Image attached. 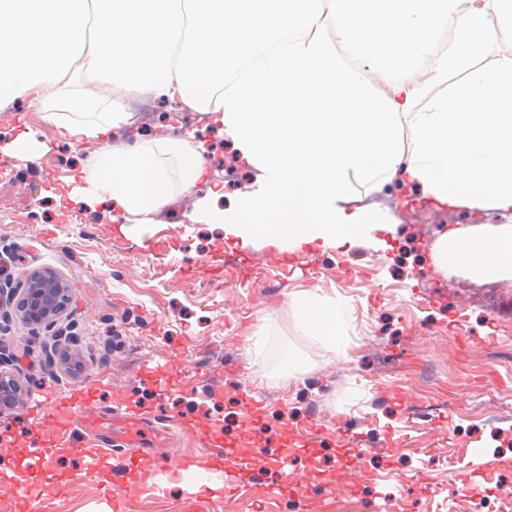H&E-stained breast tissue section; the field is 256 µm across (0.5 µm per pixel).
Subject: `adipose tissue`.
<instances>
[{
  "instance_id": "ef3b65f1",
  "label": "adipose tissue",
  "mask_w": 512,
  "mask_h": 512,
  "mask_svg": "<svg viewBox=\"0 0 512 512\" xmlns=\"http://www.w3.org/2000/svg\"><path fill=\"white\" fill-rule=\"evenodd\" d=\"M512 0H0V108L20 98L99 152L59 207L152 224L175 189L207 181L184 216L280 249L374 240L388 212L365 200L417 188L435 208L495 211L448 230L436 270L512 281ZM111 86L83 87L78 70ZM205 113L254 171L224 203L202 147L110 146L129 94ZM306 335L339 343L343 314L310 292Z\"/></svg>"
}]
</instances>
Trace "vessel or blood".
<instances>
[{
	"label": "vessel or blood",
	"instance_id": "b4317fda",
	"mask_svg": "<svg viewBox=\"0 0 512 512\" xmlns=\"http://www.w3.org/2000/svg\"><path fill=\"white\" fill-rule=\"evenodd\" d=\"M38 419L26 431L29 442L28 466L35 472L51 468L52 449L61 438L76 441L90 437L99 441V448L80 449L82 472L88 473L100 467V448L114 445L123 447L124 453L114 466L118 480L129 481L143 467H151L154 475L162 480L176 482L194 489L210 488L215 475L225 472L224 458L209 453L188 461L161 453L160 448L168 441L164 426L147 422L146 418L121 407L100 406L89 394L75 393L60 399L45 397L36 407ZM288 454L270 459L268 469L272 486L277 490L302 491L299 481L288 478Z\"/></svg>",
	"mask_w": 512,
	"mask_h": 512
}]
</instances>
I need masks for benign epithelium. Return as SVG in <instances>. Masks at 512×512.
<instances>
[{"instance_id": "7a95c632", "label": "benign epithelium", "mask_w": 512, "mask_h": 512, "mask_svg": "<svg viewBox=\"0 0 512 512\" xmlns=\"http://www.w3.org/2000/svg\"><path fill=\"white\" fill-rule=\"evenodd\" d=\"M22 287L21 312L23 318L35 326L53 322L67 304L69 288L52 271L28 274ZM18 391L16 380L0 376V410L13 400Z\"/></svg>"}]
</instances>
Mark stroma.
<instances>
[{"label":"stroma","instance_id":"35a3bbf8","mask_svg":"<svg viewBox=\"0 0 512 512\" xmlns=\"http://www.w3.org/2000/svg\"><path fill=\"white\" fill-rule=\"evenodd\" d=\"M0 122V148L28 127L49 140L39 164L0 152V283L17 286L35 270L59 275L70 290L63 313L47 326L25 322L15 301L0 305V373L20 384L15 403L29 410L44 393L89 386L100 405L113 388L142 415L206 420L211 443L174 437L169 452L189 457L237 442L239 404L252 398L263 432L252 449L272 458L276 438L316 424L293 449L289 466L302 494L270 497L269 473H240L197 491L160 486L150 472L129 495L135 512H473L477 494H505L512 512V410L485 405L490 387L512 395V304L493 315L458 291L464 278L444 276L431 245L448 229L495 224L496 214L466 208L429 209L412 219L397 184L373 194L395 222L383 246L305 245L282 251L244 242L219 224L181 218L202 186L176 191L158 224H125L80 205L57 207L71 168L97 150L75 143L42 112L21 100ZM181 137L204 143L216 167L231 166L224 193L245 192L251 174L236 168L231 143L182 112ZM300 291L342 305L345 352L306 335L291 305ZM179 353L184 374L155 386L142 376ZM25 425L0 414V512H20L19 487L46 512H114L108 464L78 476L75 449L58 446L50 474L25 470ZM403 440L392 459L382 447ZM363 477L340 470L351 441ZM453 455L450 470L438 459Z\"/></svg>","mask_w":512,"mask_h":512}]
</instances>
